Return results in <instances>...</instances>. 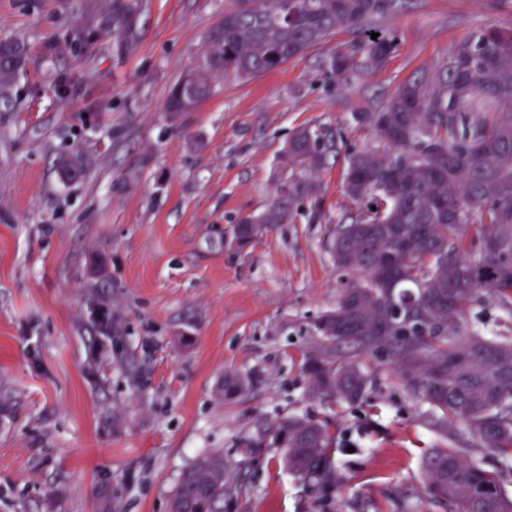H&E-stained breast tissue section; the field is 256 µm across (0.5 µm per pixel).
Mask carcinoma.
Segmentation results:
<instances>
[{
  "label": "carcinoma",
  "mask_w": 512,
  "mask_h": 512,
  "mask_svg": "<svg viewBox=\"0 0 512 512\" xmlns=\"http://www.w3.org/2000/svg\"><path fill=\"white\" fill-rule=\"evenodd\" d=\"M409 0H230L206 35L193 72L172 88L171 114L192 112L212 92L207 76L251 79L277 69L343 28L364 36L338 49L331 67L346 79L378 69L394 41L380 21L406 11ZM143 0H112L93 16L79 41L114 34L122 48L137 38ZM379 33L377 39L371 34ZM26 63L24 43L0 39V104H12ZM358 123L371 128L383 151L346 159L344 189L352 207L336 225L331 255L346 277L336 307L314 324L317 339L305 372L313 396L355 403L375 378L364 366L382 352L409 397L430 407L449 443L422 462L428 512H512L488 459L512 466V341L472 326L484 298L512 314V29L472 33L446 60L405 81L376 112ZM336 148L324 127L303 128L283 154L292 170L288 189L261 214L286 224L318 193L314 176ZM483 230L479 250L465 245L467 225ZM249 219L234 227L232 244L255 238ZM497 249L486 248L488 239ZM250 380L227 374L230 398ZM288 449V469L329 497L343 483L331 459L336 436L322 422L288 417L255 442ZM480 447L469 457L464 446ZM233 485L221 454L200 457L183 472L170 512H224Z\"/></svg>",
  "instance_id": "carcinoma-1"
}]
</instances>
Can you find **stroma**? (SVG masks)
<instances>
[{"label": "stroma", "mask_w": 512, "mask_h": 512, "mask_svg": "<svg viewBox=\"0 0 512 512\" xmlns=\"http://www.w3.org/2000/svg\"><path fill=\"white\" fill-rule=\"evenodd\" d=\"M89 3L105 0H0V39L27 46L18 98L0 106V512H169L182 472L213 452L239 481L224 512H333L283 449L249 445L287 416L335 433L342 512H386L445 440L375 356L366 401L308 391L314 324L342 287L343 156L378 145L355 113L464 36L512 28V0H412L381 24L395 49L378 70L336 76L334 49L356 39L341 29L277 71L213 78L175 117L168 94L224 0H146L124 53L109 38L73 47ZM307 125L337 135L317 198L236 249L233 226L274 201L283 149ZM228 372L251 387L223 401Z\"/></svg>", "instance_id": "1"}]
</instances>
